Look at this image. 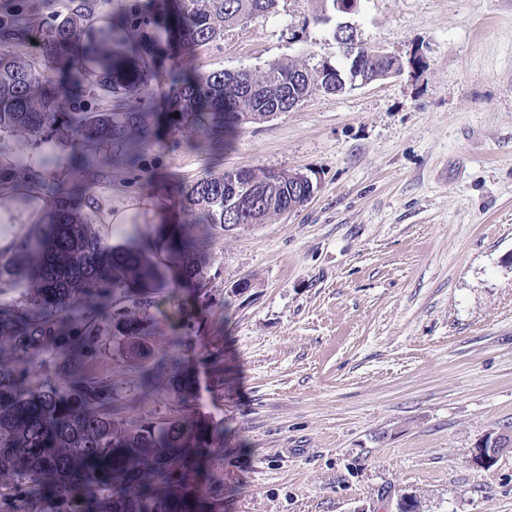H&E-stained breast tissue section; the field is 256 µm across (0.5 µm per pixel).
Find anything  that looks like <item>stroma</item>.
<instances>
[{
	"instance_id": "stroma-1",
	"label": "stroma",
	"mask_w": 512,
	"mask_h": 512,
	"mask_svg": "<svg viewBox=\"0 0 512 512\" xmlns=\"http://www.w3.org/2000/svg\"><path fill=\"white\" fill-rule=\"evenodd\" d=\"M347 26L400 72L235 132L219 151L184 129L96 184L100 207L179 211L206 171H301L303 207L206 240V287L176 281L178 350L194 380L146 393L108 341L96 368L130 399L122 422L180 417L215 450L198 498L224 512H512V0H278L188 57L262 73L278 60L344 68ZM250 288L237 291L242 280ZM488 446L489 448H486ZM511 437L508 440L502 434L495 436L494 438H487L482 444L478 446L481 448V452H477L476 455H481L478 461L488 465L491 464L495 458L503 452L505 449H512Z\"/></svg>"
}]
</instances>
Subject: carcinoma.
<instances>
[{
  "instance_id": "1",
  "label": "carcinoma",
  "mask_w": 512,
  "mask_h": 512,
  "mask_svg": "<svg viewBox=\"0 0 512 512\" xmlns=\"http://www.w3.org/2000/svg\"><path fill=\"white\" fill-rule=\"evenodd\" d=\"M278 0H130L106 17L94 41L83 39L92 0H73L64 15L43 21L32 0L0 7V141L25 137L44 147L40 168L16 153L0 177L10 185L50 188L48 220L18 240L0 276L21 294L0 304V512H189L187 463L202 447L183 420L159 427L125 426L113 415L129 402L92 373L104 355L102 337L119 338L141 361L143 391L176 383L183 398L193 384L178 359L158 347L155 315L166 272L142 243L112 247L72 196L74 175L86 186L134 169L135 147H147L163 126L196 128L207 140L293 108L313 91L340 93L359 74L385 77L364 59L345 57L348 71L325 63L317 77L271 62L262 74L232 76L183 64V58L224 28L271 13ZM126 30L144 34L114 52ZM27 38L41 60L12 53ZM167 56L170 112L154 109L149 86L157 58ZM95 58L99 72L85 74ZM116 100L92 108L86 96ZM179 117H174V114ZM69 150L67 166L56 149ZM288 171L236 168L209 172L181 189L194 225L261 224L288 205ZM197 240L189 225L168 226L165 248L180 257L183 282L205 287Z\"/></svg>"
}]
</instances>
